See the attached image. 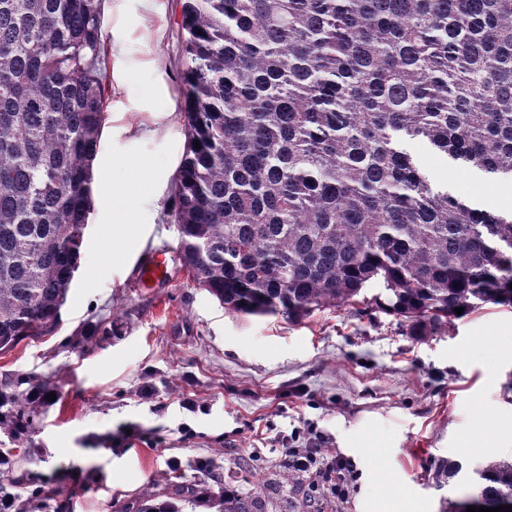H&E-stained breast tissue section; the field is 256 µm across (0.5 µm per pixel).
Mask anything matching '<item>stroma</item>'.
Instances as JSON below:
<instances>
[{
	"label": "stroma",
	"mask_w": 512,
	"mask_h": 512,
	"mask_svg": "<svg viewBox=\"0 0 512 512\" xmlns=\"http://www.w3.org/2000/svg\"><path fill=\"white\" fill-rule=\"evenodd\" d=\"M179 22L177 0H102L108 104L80 266L55 335L0 353V383L35 375L55 389L18 442L35 451L24 469L44 490L37 512H112L162 478L257 489L265 512H366L382 494L402 512H443L460 486H436L440 463L471 477L487 455L512 460V308L485 305L418 340L381 311L243 315L189 282L168 214L186 144ZM412 149L436 181L512 210L511 181ZM127 156L153 179L123 238L107 185L125 182ZM161 251L169 282L139 287ZM187 397L205 412L184 409ZM486 422L502 443L491 453ZM310 424L357 466L347 501L311 502L281 481L276 438Z\"/></svg>",
	"instance_id": "35a3bbf8"
}]
</instances>
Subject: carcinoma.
Masks as SVG:
<instances>
[{
    "instance_id": "obj_1",
    "label": "carcinoma",
    "mask_w": 512,
    "mask_h": 512,
    "mask_svg": "<svg viewBox=\"0 0 512 512\" xmlns=\"http://www.w3.org/2000/svg\"><path fill=\"white\" fill-rule=\"evenodd\" d=\"M186 149L170 215L188 280L225 309L299 321L376 307L432 336L512 307V211L435 182L419 141L512 178V0H180ZM101 0H0V351L57 330L91 211L107 89ZM201 148H195L194 141ZM373 286L381 292L368 298ZM0 391V433L38 413ZM0 448V512H32ZM468 495L512 499V461ZM263 512L257 493L168 483L115 512Z\"/></svg>"
}]
</instances>
